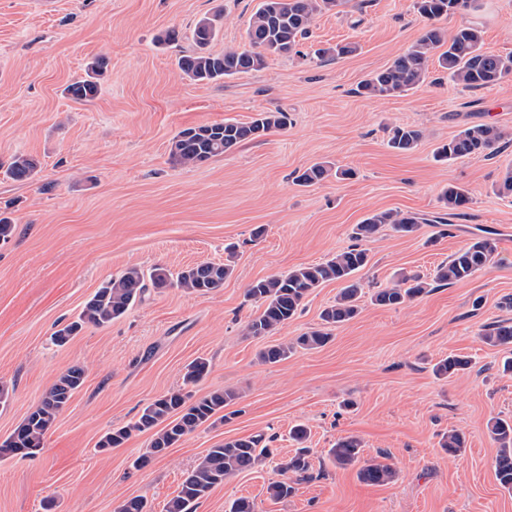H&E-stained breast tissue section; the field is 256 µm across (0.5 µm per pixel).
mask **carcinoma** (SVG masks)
Listing matches in <instances>:
<instances>
[{
	"label": "carcinoma",
	"instance_id": "cac0c4a2",
	"mask_svg": "<svg viewBox=\"0 0 512 512\" xmlns=\"http://www.w3.org/2000/svg\"><path fill=\"white\" fill-rule=\"evenodd\" d=\"M467 0H414L417 13L427 21L421 35L405 52L398 55L387 67L374 72L359 87L367 97H400L422 85L428 75L433 52L441 50L438 65L448 72V77L467 89L493 86L512 75V54L495 55L482 50V29L476 21H469L448 32L437 22L450 15L467 12ZM341 0H261L251 16L246 30L249 48L235 47L221 53L208 50L215 38L221 15L200 19L192 30L198 50L178 59V67L189 79L196 82H216L226 77L247 74L264 68L270 56L300 53V41L307 38L314 17L336 9ZM104 62L97 59L88 65L87 78L67 87L71 97L79 102H90L101 90ZM288 113L284 111L259 112L248 123L224 120L188 126L172 137L169 161L175 167L194 168L211 159L230 153L242 143L257 139L273 130L288 127ZM423 132L410 126H393L389 129L387 145L398 153L415 150ZM509 143L508 134L497 125L479 123L470 125L442 143L435 150L440 161L464 158L489 157L500 152ZM40 168L39 160L28 154L12 157L6 173L15 181L34 179ZM348 179L349 169L332 170L319 162L306 168L296 178L302 186H314L331 175ZM441 201L448 216L461 214L468 208V191L460 185H448L441 194ZM448 216L427 219L414 212L382 211L371 214L355 225L352 237L358 243L339 251L332 258L314 265L300 266L286 274L267 277L249 285L247 297L258 303V313L244 326V334L252 337L269 336L288 326L301 309L310 292L320 285L336 281L342 284L336 301L321 313L323 327L297 337L293 341L266 346L259 352V359L266 364H276L288 359L298 350L320 348L330 340L328 328L344 324L359 313V300L363 293L360 281L354 275L370 263L368 249L361 241L374 238L385 227L402 235L416 232L422 224L448 225ZM496 252L495 239L482 235L452 254L441 263L430 280L418 274L402 279L403 285L394 284L380 288L372 294V301L383 307H396L429 292L432 284L452 285L469 279L474 273L491 264ZM234 268L227 263H201L173 274L157 266L148 274L136 267L103 284L86 302L77 320L54 331L52 341L58 346L67 344L86 325L104 327L122 317L144 292L153 288H181L198 294L210 293L224 286ZM483 338L492 346L512 344V320H500L486 326ZM469 361L450 355L435 366L436 375L449 378L465 370ZM209 373V363L198 358L189 363L183 374L182 385L149 402L137 420L127 426L106 433L97 448L107 451L122 446L134 432L151 433L149 451L134 461L141 468L168 449L183 441L189 434L237 399L230 390L215 391L197 397L193 387ZM85 371L72 366L62 373L45 392L40 403L22 423L0 443V458L20 455L34 457L43 448L47 431L56 415L71 401L84 383ZM492 438L499 444L494 471L499 485L512 492V420L497 418L490 423ZM290 437L298 444L293 455L280 464L283 480L270 483L269 497L282 500L295 490V484L312 479L310 449L304 446L308 430L296 425ZM272 454L260 435L229 439L208 449L196 466L187 472L178 493L165 505V512H193L195 505L224 480L247 472L260 465ZM336 466L346 468L360 465L358 477L372 485H383L395 477L391 465L374 460H362L361 441L353 436L340 439L329 450Z\"/></svg>",
	"mask_w": 512,
	"mask_h": 512
}]
</instances>
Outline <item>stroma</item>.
<instances>
[{
  "label": "stroma",
  "mask_w": 512,
  "mask_h": 512,
  "mask_svg": "<svg viewBox=\"0 0 512 512\" xmlns=\"http://www.w3.org/2000/svg\"><path fill=\"white\" fill-rule=\"evenodd\" d=\"M260 0H0V214L15 223L0 244V438L8 437L69 367L86 371L82 387L56 417L33 458L0 460V512H117L144 497L164 512L185 474L208 448L257 434L282 458L293 454L292 426L309 429L313 478L287 499L270 500L275 462L225 480L196 512H229L253 500L256 512H512V492L494 471L499 445L488 424L512 419V374L501 364L512 345L484 343L486 325L512 319V195L494 188L512 165V147L492 157L436 160V147L476 123L512 134V77L478 90L454 85L430 62L426 82L401 97L368 98L360 83L389 65L420 36L425 21L414 0H345L317 15L306 46L353 42V54L320 60L273 56L259 71L218 82L185 76L177 59L192 53L191 33L220 15L210 49L246 47ZM484 52L512 53V0H483L475 13ZM177 29L180 39L158 43ZM101 59L106 76L96 99L66 88ZM284 110L274 130L195 168L168 160L183 127ZM424 133L412 152L387 146L388 127ZM39 159L35 180L16 182L12 156ZM326 161L352 169L303 187L294 178ZM471 197L452 217V235L421 225L404 236L384 230L367 241L362 281L383 288L399 274L432 277L438 265L480 231L492 233V264L468 280L431 289L393 307L370 294L358 315L331 328L323 347L276 364L259 361L265 346L321 328L338 283L314 289L288 326L272 336L244 335L257 306L248 286L268 276L325 261L350 245L352 229L371 213H440L448 184ZM232 260L235 272L208 294L173 287L148 291L111 325L85 327L57 347V326L78 317L87 299L127 268L176 272ZM469 370L436 377L448 355ZM204 358L210 372L197 395L236 391L222 420L198 427L167 455L134 468L151 436L121 447L97 443L134 422L151 400L178 388L186 365ZM464 437L458 454L441 446ZM361 440L362 456L388 463L395 479L362 482L356 467H336L328 451L344 437Z\"/></svg>",
  "instance_id": "obj_1"
}]
</instances>
